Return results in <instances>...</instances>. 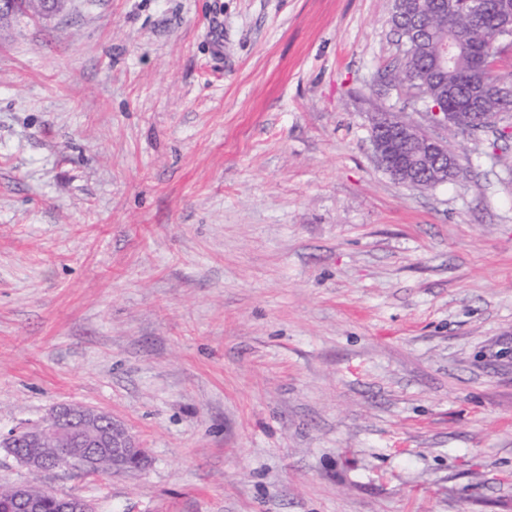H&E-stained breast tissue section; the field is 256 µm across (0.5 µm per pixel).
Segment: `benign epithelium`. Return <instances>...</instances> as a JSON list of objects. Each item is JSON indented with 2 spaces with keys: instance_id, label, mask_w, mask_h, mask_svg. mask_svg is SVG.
<instances>
[{
  "instance_id": "1",
  "label": "benign epithelium",
  "mask_w": 512,
  "mask_h": 512,
  "mask_svg": "<svg viewBox=\"0 0 512 512\" xmlns=\"http://www.w3.org/2000/svg\"><path fill=\"white\" fill-rule=\"evenodd\" d=\"M372 127L375 134L371 142L380 166L405 186L427 184L414 175L415 167L406 160L405 149L410 145L421 143L435 157L429 183L433 186L447 183L448 171L458 164L456 152L411 121L401 118L392 123L379 113ZM0 447L34 472L75 468L86 475H97L107 456L112 457L116 471L123 472L127 460L142 463L145 459V450L112 415L75 404L57 405L40 424L0 437ZM46 496V492L30 485L13 488V502L20 512H43ZM53 507L56 512H92L90 503L77 497L58 496L53 499Z\"/></svg>"
}]
</instances>
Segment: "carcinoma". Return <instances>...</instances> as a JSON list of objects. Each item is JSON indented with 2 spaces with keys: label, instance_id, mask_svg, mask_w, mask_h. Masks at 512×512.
Segmentation results:
<instances>
[{
  "label": "carcinoma",
  "instance_id": "cac0c4a2",
  "mask_svg": "<svg viewBox=\"0 0 512 512\" xmlns=\"http://www.w3.org/2000/svg\"><path fill=\"white\" fill-rule=\"evenodd\" d=\"M424 17L420 31L412 33L404 26L403 15L391 13V23L401 43L413 44L409 53L390 69L394 83L417 97L439 99L444 91H452L458 100L469 99L474 89H482L484 96L479 111L498 116L512 108L497 95V86L504 84L489 63L478 70L473 65V53L497 41V27L502 0H493L491 11L479 17L470 13L466 0L451 17L441 15L439 0H413ZM455 46V53L441 79L433 81L430 72L434 68L444 45ZM461 134L473 136L477 132L493 129L496 123H488L477 117L471 122H453Z\"/></svg>",
  "mask_w": 512,
  "mask_h": 512
}]
</instances>
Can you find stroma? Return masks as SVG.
I'll list each match as a JSON object with an SVG mask.
<instances>
[{"instance_id": "obj_1", "label": "stroma", "mask_w": 512, "mask_h": 512, "mask_svg": "<svg viewBox=\"0 0 512 512\" xmlns=\"http://www.w3.org/2000/svg\"><path fill=\"white\" fill-rule=\"evenodd\" d=\"M391 0H68L0 23V432L106 411L94 512H512V138L377 163ZM398 118L399 121L392 123L385 119V113H378L371 128V142L375 156L380 166L395 181L408 187H426V183L414 175L416 168L406 160L404 151L410 145L409 152L419 157L420 172H425L434 165L431 181L428 183L433 187L453 181L462 174L463 168L460 166L454 175L448 177V171L453 169L459 161L456 152L448 151V145L439 138L425 133L419 125L399 116ZM373 128H375L374 135ZM416 143L426 146L427 152L435 157V161L422 145Z\"/></svg>"}]
</instances>
